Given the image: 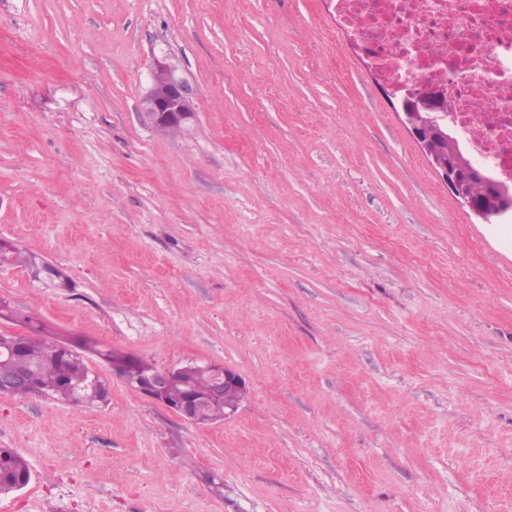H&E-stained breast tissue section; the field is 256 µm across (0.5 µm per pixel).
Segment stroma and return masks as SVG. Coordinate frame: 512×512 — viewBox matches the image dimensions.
<instances>
[{
    "instance_id": "1",
    "label": "stroma",
    "mask_w": 512,
    "mask_h": 512,
    "mask_svg": "<svg viewBox=\"0 0 512 512\" xmlns=\"http://www.w3.org/2000/svg\"><path fill=\"white\" fill-rule=\"evenodd\" d=\"M325 0H0L11 319L85 407L0 395V512H512V245L457 202ZM195 116L157 134L159 60ZM233 368L196 425L99 357ZM0 263H11V264H17L21 266H28V267H36V268H44L48 271L53 272L55 275L57 273V270L55 268H52L48 265H45L43 262L37 261L36 256L30 255L27 252L22 251L18 248H8L7 250H1V243H0ZM31 471L25 457L10 448H0V494H8L25 487Z\"/></svg>"
}]
</instances>
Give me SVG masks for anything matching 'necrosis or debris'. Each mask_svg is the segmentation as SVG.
Segmentation results:
<instances>
[{
	"instance_id": "necrosis-or-debris-1",
	"label": "necrosis or debris",
	"mask_w": 512,
	"mask_h": 512,
	"mask_svg": "<svg viewBox=\"0 0 512 512\" xmlns=\"http://www.w3.org/2000/svg\"><path fill=\"white\" fill-rule=\"evenodd\" d=\"M376 72L449 93L466 155L512 194V0H330Z\"/></svg>"
}]
</instances>
